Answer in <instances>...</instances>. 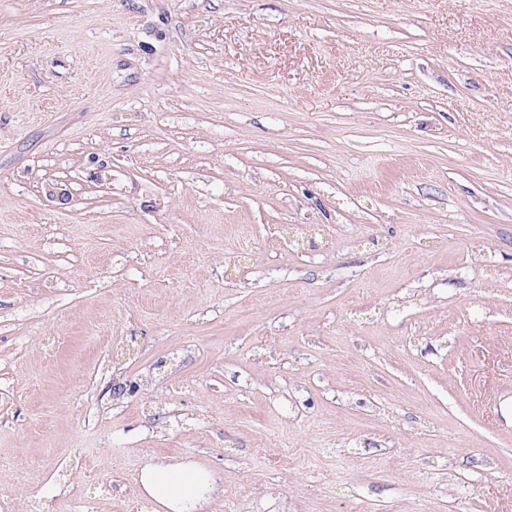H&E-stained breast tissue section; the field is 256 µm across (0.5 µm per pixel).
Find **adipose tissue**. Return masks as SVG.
I'll return each instance as SVG.
<instances>
[{
    "label": "adipose tissue",
    "mask_w": 512,
    "mask_h": 512,
    "mask_svg": "<svg viewBox=\"0 0 512 512\" xmlns=\"http://www.w3.org/2000/svg\"><path fill=\"white\" fill-rule=\"evenodd\" d=\"M139 481L154 512H208L218 485L212 471L193 461L149 462Z\"/></svg>",
    "instance_id": "ef3b65f1"
}]
</instances>
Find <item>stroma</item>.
<instances>
[{"label": "stroma", "instance_id": "1", "mask_svg": "<svg viewBox=\"0 0 512 512\" xmlns=\"http://www.w3.org/2000/svg\"><path fill=\"white\" fill-rule=\"evenodd\" d=\"M512 0H0V512H512ZM139 481L154 512H210L218 485L212 471L193 461H151Z\"/></svg>", "mask_w": 512, "mask_h": 512}]
</instances>
